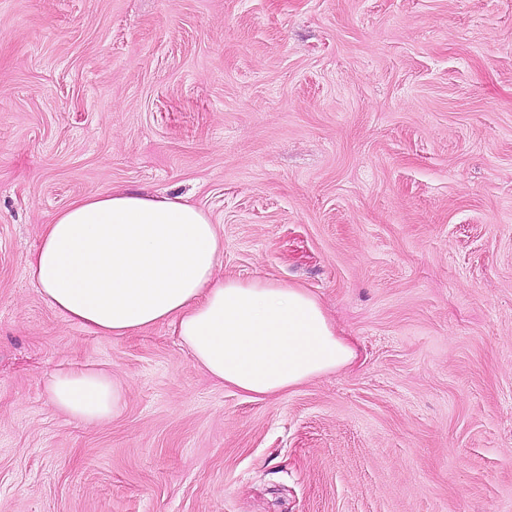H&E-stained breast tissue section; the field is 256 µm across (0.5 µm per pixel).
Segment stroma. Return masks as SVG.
<instances>
[{"label": "stroma", "instance_id": "35a3bbf8", "mask_svg": "<svg viewBox=\"0 0 512 512\" xmlns=\"http://www.w3.org/2000/svg\"><path fill=\"white\" fill-rule=\"evenodd\" d=\"M119 188L357 360L252 398L52 310L44 224ZM84 367L106 423L48 401ZM0 512H512V0H0ZM54 407L86 423H103L116 412L121 402V388L103 371L67 370L52 375L47 385Z\"/></svg>", "mask_w": 512, "mask_h": 512}]
</instances>
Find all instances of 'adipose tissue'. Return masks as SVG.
<instances>
[{
	"label": "adipose tissue",
	"mask_w": 512,
	"mask_h": 512,
	"mask_svg": "<svg viewBox=\"0 0 512 512\" xmlns=\"http://www.w3.org/2000/svg\"><path fill=\"white\" fill-rule=\"evenodd\" d=\"M223 243L199 206L126 189L73 202L44 225L27 261L44 301L92 335L127 336L166 323L197 364L255 397L281 394L354 363L355 347L300 285L216 278ZM54 407L96 424L121 389L105 372L60 371Z\"/></svg>",
	"instance_id": "obj_1"
}]
</instances>
